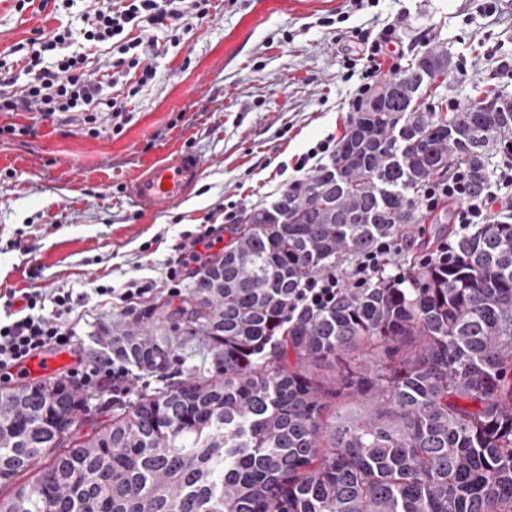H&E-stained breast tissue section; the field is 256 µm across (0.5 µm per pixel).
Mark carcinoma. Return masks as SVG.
<instances>
[{
	"instance_id": "cac0c4a2",
	"label": "carcinoma",
	"mask_w": 512,
	"mask_h": 512,
	"mask_svg": "<svg viewBox=\"0 0 512 512\" xmlns=\"http://www.w3.org/2000/svg\"><path fill=\"white\" fill-rule=\"evenodd\" d=\"M451 70L434 46L381 79L331 163L245 211L176 308L105 334L148 374L199 336L210 375L87 436L74 385H0V512H512L511 222L287 322L307 277L415 223L428 181L461 167L478 192L512 150V98L427 106Z\"/></svg>"
}]
</instances>
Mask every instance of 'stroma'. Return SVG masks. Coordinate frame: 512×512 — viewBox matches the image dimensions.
Listing matches in <instances>:
<instances>
[{
	"instance_id": "obj_1",
	"label": "stroma",
	"mask_w": 512,
	"mask_h": 512,
	"mask_svg": "<svg viewBox=\"0 0 512 512\" xmlns=\"http://www.w3.org/2000/svg\"><path fill=\"white\" fill-rule=\"evenodd\" d=\"M346 0H211L205 20L190 30L151 29L158 44L154 80L135 77L105 88L132 115L116 134L82 130L76 114L53 121L34 112H0V290L56 288L86 294L73 317L76 341L88 356L107 330L152 325V307L166 288L128 313L98 286L163 280L184 233L222 235L227 212L266 205L293 182L302 153L327 135L342 138L352 116L354 82L342 78L353 56L346 30L368 32L400 18L404 61L434 45L447 47L455 70L448 101L495 92L512 97V76L497 60H512V0H500L490 20L476 0H369L337 22ZM86 0L60 13L0 0V59L14 65L15 47L35 30H80ZM193 153L204 174L183 202L163 214L142 210L131 196L136 176L158 159Z\"/></svg>"
}]
</instances>
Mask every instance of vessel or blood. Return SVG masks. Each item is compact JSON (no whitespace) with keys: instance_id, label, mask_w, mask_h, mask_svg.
I'll list each match as a JSON object with an SVG mask.
<instances>
[{"instance_id":"obj_1","label":"vessel or blood","mask_w":512,"mask_h":512,"mask_svg":"<svg viewBox=\"0 0 512 512\" xmlns=\"http://www.w3.org/2000/svg\"><path fill=\"white\" fill-rule=\"evenodd\" d=\"M202 159L184 153L151 164L135 182L132 195L149 211L162 213L184 199L203 174ZM75 356L67 350L50 349L38 352L18 364L13 375L19 382L48 378L67 369Z\"/></svg>"}]
</instances>
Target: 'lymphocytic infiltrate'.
<instances>
[{
    "instance_id": "lymphocytic-infiltrate-1",
    "label": "lymphocytic infiltrate",
    "mask_w": 512,
    "mask_h": 512,
    "mask_svg": "<svg viewBox=\"0 0 512 512\" xmlns=\"http://www.w3.org/2000/svg\"><path fill=\"white\" fill-rule=\"evenodd\" d=\"M207 13V0H93L83 15L84 26L79 33L87 44L85 51H72L76 33L68 27L60 26L29 39L24 57L28 80L20 86L11 81L0 83V112H35L44 120L74 112L92 135L97 134L99 115L105 112L110 116L113 132H122L130 120L127 105L114 97L101 98L103 83L116 82L121 74L131 72L142 85L156 76L151 63L155 41L133 36V29L161 27L169 20L182 23L192 18L202 19ZM398 41L399 29L390 23L373 39L360 42L357 60L361 64V82L350 99L351 106L362 103L380 78L383 63L392 60ZM104 45L117 49V70L92 66V54ZM422 202L429 212L444 202L454 204V222L463 231L475 224L495 223L500 213H512V194L502 195L488 188L474 193L469 173L463 168L453 169L447 179L430 181ZM402 251L399 240H382L357 258L348 276L332 272L308 277L294 297L289 318L332 306L343 284L355 288L370 286L385 274L392 259ZM48 302L53 309L46 315L42 309ZM0 303L12 311L10 318L0 320L1 381L10 380L12 368L31 354L73 343L76 330L64 319L74 309L72 292L9 289L0 295ZM69 376L86 387L109 384L116 398L130 391L129 369L112 359L79 361L70 369Z\"/></svg>"
}]
</instances>
